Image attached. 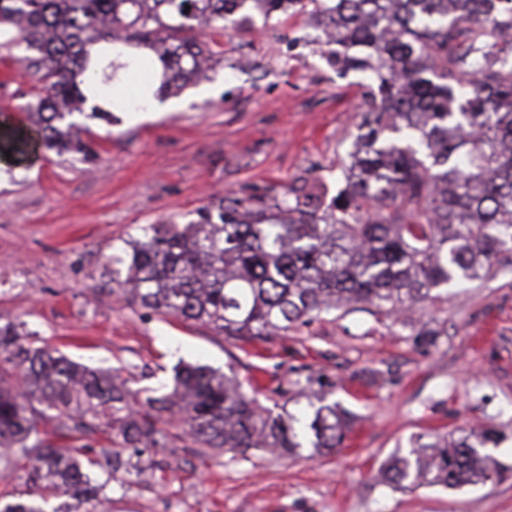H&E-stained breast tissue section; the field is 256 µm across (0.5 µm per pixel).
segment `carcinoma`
Instances as JSON below:
<instances>
[{
    "label": "carcinoma",
    "mask_w": 512,
    "mask_h": 512,
    "mask_svg": "<svg viewBox=\"0 0 512 512\" xmlns=\"http://www.w3.org/2000/svg\"><path fill=\"white\" fill-rule=\"evenodd\" d=\"M252 10L307 15L306 42L330 68L370 73L336 195L229 194L184 224L140 227L112 258L129 303L250 344L345 307L398 316L512 265V0H0V48L25 46L39 82L24 95L30 126L0 121V156L15 167L40 151L99 157L75 116L117 122L181 91L224 61L214 36ZM141 393L0 322V477L20 472L28 486L0 490V512H111L110 484L140 475L154 448L331 450L353 423L324 395L310 414L274 415L234 372L201 365ZM178 414L186 426L158 427ZM99 436L128 459L104 466ZM498 441L493 429L417 438L382 482L484 483L500 465L480 449ZM60 489L69 501L46 510Z\"/></svg>",
    "instance_id": "cac0c4a2"
}]
</instances>
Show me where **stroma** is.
<instances>
[{"instance_id":"35a3bbf8","label":"stroma","mask_w":512,"mask_h":512,"mask_svg":"<svg viewBox=\"0 0 512 512\" xmlns=\"http://www.w3.org/2000/svg\"><path fill=\"white\" fill-rule=\"evenodd\" d=\"M302 19L256 18L227 32L224 64L118 123L85 120L93 161L49 154L29 167L0 162V320L25 324L74 362L117 369L134 387H167L179 363L260 378L273 413L301 407L278 385L311 379L354 415L333 450L247 456L161 448L156 481L113 485L112 512H512V267L416 312L415 323L365 310L321 316L236 347L209 328L129 304L113 290L112 257L139 227L240 197L313 189L336 179L362 90L306 44ZM24 48L0 49V112H16L34 79ZM437 331L419 341L416 322ZM492 427L495 484L398 491L377 473L418 435Z\"/></svg>"}]
</instances>
